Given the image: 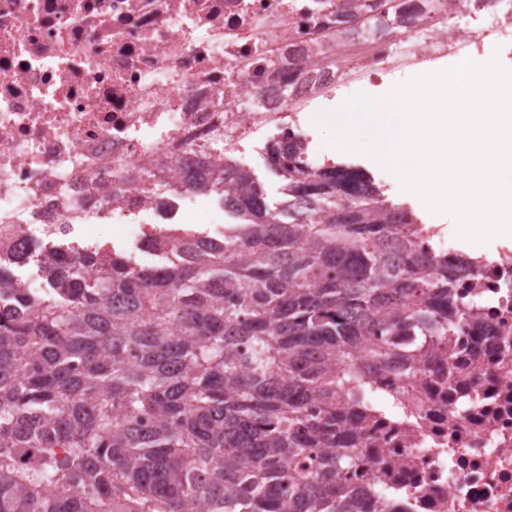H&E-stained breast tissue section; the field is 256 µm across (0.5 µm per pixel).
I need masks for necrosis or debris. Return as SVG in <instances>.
I'll return each instance as SVG.
<instances>
[{"mask_svg":"<svg viewBox=\"0 0 512 512\" xmlns=\"http://www.w3.org/2000/svg\"><path fill=\"white\" fill-rule=\"evenodd\" d=\"M336 28V0H0V230L147 225L192 210L186 160L248 168L261 128L296 138L293 100L333 85L340 63L372 74ZM456 296L479 317L376 381L353 476L360 512H512V259L477 256Z\"/></svg>","mask_w":512,"mask_h":512,"instance_id":"necrosis-or-debris-1","label":"necrosis or debris"}]
</instances>
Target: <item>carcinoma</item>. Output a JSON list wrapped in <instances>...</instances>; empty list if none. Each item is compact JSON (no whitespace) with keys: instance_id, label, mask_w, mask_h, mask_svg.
Masks as SVG:
<instances>
[{"instance_id":"cac0c4a2","label":"carcinoma","mask_w":512,"mask_h":512,"mask_svg":"<svg viewBox=\"0 0 512 512\" xmlns=\"http://www.w3.org/2000/svg\"><path fill=\"white\" fill-rule=\"evenodd\" d=\"M450 0H401L423 17ZM367 0H341L354 23ZM272 144L288 210L251 171L212 190L240 223L176 230L131 256L0 240V512H356L360 442L341 432L377 375L410 365L384 336L444 337L472 308V262L414 249L418 224L350 167ZM33 265L38 288L14 268Z\"/></svg>"}]
</instances>
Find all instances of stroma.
Wrapping results in <instances>:
<instances>
[{
    "instance_id": "stroma-1",
    "label": "stroma",
    "mask_w": 512,
    "mask_h": 512,
    "mask_svg": "<svg viewBox=\"0 0 512 512\" xmlns=\"http://www.w3.org/2000/svg\"><path fill=\"white\" fill-rule=\"evenodd\" d=\"M487 13V8L478 4L477 0H459L451 13L436 12L424 21L431 35L447 39L448 51L445 56L422 64L418 62L415 51L401 46L390 58L381 80H374L364 66L345 68L335 85L323 89L310 101L295 103L289 107L301 130L309 137L313 154L319 163L361 168L373 177L393 208L413 212L420 223L435 227L446 236L457 233L453 215L430 211L422 199L405 190L403 184L393 178L385 166L371 159L367 145L337 149L333 144L325 142L321 128L308 124L306 116L328 107H340L357 92L370 91L378 94L394 84L453 67L458 59L471 54L467 34L475 26V15L484 16ZM267 135V130H259L253 139L243 143L242 149L250 161L252 172L264 186L267 202L275 208L284 205L287 196L283 190V180L271 171L266 161ZM234 222V217L224 212L217 196L211 194L197 196L194 211H178L172 218L170 227L174 230L192 229L217 237L223 233L225 227ZM69 238L83 246L91 245L128 253L133 251L137 241L134 225L113 223L108 215L102 217L91 231L84 225H74Z\"/></svg>"
}]
</instances>
